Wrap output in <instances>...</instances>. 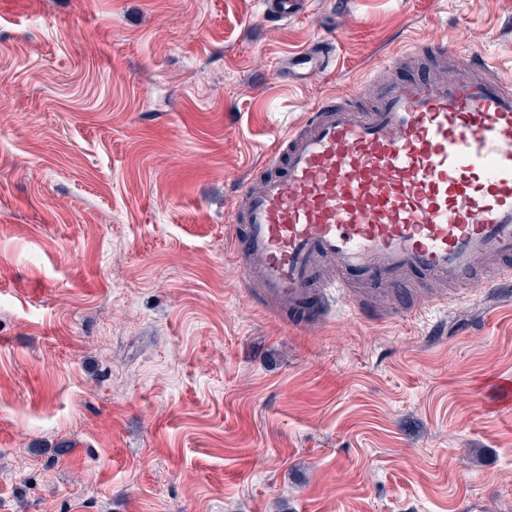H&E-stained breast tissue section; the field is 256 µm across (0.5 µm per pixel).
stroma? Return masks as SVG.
Returning <instances> with one entry per match:
<instances>
[{
    "label": "stroma",
    "instance_id": "35a3bbf8",
    "mask_svg": "<svg viewBox=\"0 0 512 512\" xmlns=\"http://www.w3.org/2000/svg\"><path fill=\"white\" fill-rule=\"evenodd\" d=\"M264 9L0 0V512H512V305L409 271L310 322L226 239L322 99L422 38L511 57L512 0ZM330 60L331 52L326 44L316 43L302 53L288 56L283 72L288 79L303 81L325 70Z\"/></svg>",
    "mask_w": 512,
    "mask_h": 512
}]
</instances>
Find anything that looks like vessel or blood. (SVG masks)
<instances>
[{
	"label": "vessel or blood",
	"instance_id": "1",
	"mask_svg": "<svg viewBox=\"0 0 512 512\" xmlns=\"http://www.w3.org/2000/svg\"><path fill=\"white\" fill-rule=\"evenodd\" d=\"M415 53L373 70L370 108L325 98L243 184L241 265L268 298L293 308L316 289L369 320L354 284L413 269L455 283L512 257V76L443 44L432 79L396 77ZM330 60L316 43L283 72L303 81ZM322 258L335 266L319 278Z\"/></svg>",
	"mask_w": 512,
	"mask_h": 512
}]
</instances>
